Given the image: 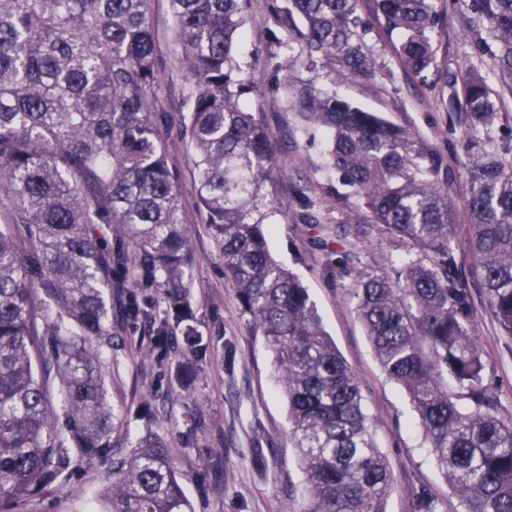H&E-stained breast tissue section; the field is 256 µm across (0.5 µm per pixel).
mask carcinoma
<instances>
[{"instance_id":"obj_1","label":"carcinoma","mask_w":512,"mask_h":512,"mask_svg":"<svg viewBox=\"0 0 512 512\" xmlns=\"http://www.w3.org/2000/svg\"><path fill=\"white\" fill-rule=\"evenodd\" d=\"M179 58L190 80L182 128L193 152L198 206L235 284L238 303L275 355L298 448L306 512H386L393 474L375 445L358 377L323 330L301 279L268 248L281 163L268 130L241 97L257 90L234 55L247 0H170ZM377 24L397 33L403 68L435 63L434 0H372ZM468 30L512 87V0H464ZM359 0H286L310 60L342 76L372 69L371 27ZM148 0H0V502L104 461L119 410L101 371L112 348L106 294L126 253L104 247L95 225L116 224L136 245L145 281L168 305L154 343L190 324L184 271L189 230L168 166ZM330 138L328 166L375 224L427 261L365 275L357 318L387 376L408 394L424 441L461 512H512V424L499 417L485 365L466 326L469 287L453 276V207L442 161L411 131L334 94L301 97ZM449 109L470 126L495 119L492 89L475 68ZM468 202L475 274L512 334V168L474 164ZM39 288L50 303L36 311ZM457 392L448 394V380ZM55 392L57 407L49 410ZM99 512H191L158 440L112 461Z\"/></svg>"}]
</instances>
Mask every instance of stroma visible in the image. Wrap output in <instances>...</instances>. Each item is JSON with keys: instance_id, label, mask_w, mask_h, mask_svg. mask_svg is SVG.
<instances>
[{"instance_id": "1", "label": "stroma", "mask_w": 512, "mask_h": 512, "mask_svg": "<svg viewBox=\"0 0 512 512\" xmlns=\"http://www.w3.org/2000/svg\"><path fill=\"white\" fill-rule=\"evenodd\" d=\"M284 0H248L236 53L258 85L243 103L269 131L281 160L270 225L274 258L306 286L323 329L355 371L364 412L394 482L386 512H411L416 492L426 491L438 512H459L458 497L426 447L405 391L379 365L354 312L353 290L364 275L392 273L419 260L400 239L372 223L357 196L327 164V136L309 127L299 97L307 89L336 94L410 130L442 160V178L454 206L457 273L470 280L469 327L485 363L484 382L503 419L512 418V335L500 328L483 288L469 277L467 169L480 155L499 157L512 145V90L498 86L489 57L478 56L465 26L463 0H435L436 60L425 77L403 69L392 39L374 29L367 44L375 64L367 74L341 77L325 62L309 65L294 31L280 27ZM155 26L159 108L169 122L167 160L174 172L190 231L185 280L194 324L206 350L188 351L179 330L165 347L151 339L165 315L158 288L137 281L136 270L119 271L136 281L140 315L129 313L124 295H108L112 350L103 371L111 403L120 411L118 457L136 453L146 437L160 438L194 512H305V479L288 437V406L278 391L275 359L240 309L197 201V175L180 122L190 81L178 59L169 0H150ZM290 57L289 70L276 62ZM476 68L493 86L494 122L469 129L463 113L450 111L453 79ZM111 463H79L67 480L43 486L0 512H98L99 495L112 481Z\"/></svg>"}]
</instances>
